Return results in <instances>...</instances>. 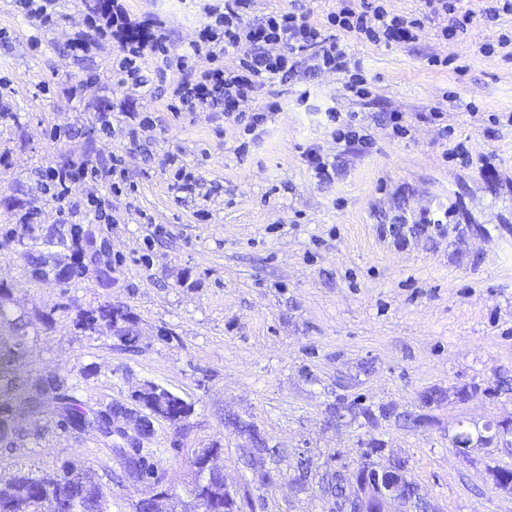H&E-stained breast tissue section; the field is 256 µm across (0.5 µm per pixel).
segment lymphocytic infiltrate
<instances>
[{
	"label": "lymphocytic infiltrate",
	"instance_id": "1",
	"mask_svg": "<svg viewBox=\"0 0 512 512\" xmlns=\"http://www.w3.org/2000/svg\"><path fill=\"white\" fill-rule=\"evenodd\" d=\"M342 2L322 26L294 8L253 17L255 0H224L223 6L209 8L192 50L206 53L214 66L183 76L172 88V100L190 110H220L225 119L255 136L267 122L268 112L250 110L249 105L275 82L304 83L336 73L343 75L351 97L368 98V81L361 65L352 61L344 36L353 34L374 45L408 43L432 22L438 24L444 40L458 42L474 19L493 26L501 13L512 12V0H488L478 10L463 7V0H423L422 14L410 16L391 11L388 0ZM122 51L119 70L136 89L144 85L140 61L145 55L161 56L163 63H175L180 69L186 65L184 58H171L165 42L147 31L126 40ZM223 58L233 59V66H220Z\"/></svg>",
	"mask_w": 512,
	"mask_h": 512
}]
</instances>
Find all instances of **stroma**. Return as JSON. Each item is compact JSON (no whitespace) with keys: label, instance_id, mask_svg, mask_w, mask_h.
<instances>
[{"label":"stroma","instance_id":"stroma-1","mask_svg":"<svg viewBox=\"0 0 512 512\" xmlns=\"http://www.w3.org/2000/svg\"><path fill=\"white\" fill-rule=\"evenodd\" d=\"M98 2L60 0L59 22L44 26L0 0V226L39 227L35 240L0 236V281L12 312L53 316L30 339L20 380L63 378L94 408L129 400L146 381L192 403L185 426L155 419L145 443L177 512L195 449L214 441L252 512H335L324 479L353 469L373 440L408 459L441 512H512V495L488 476L512 468V447L462 458L450 443L458 421L512 417V60L480 51L512 15L495 29L474 23L454 44L430 23L403 45L348 36L370 98H349L336 73L315 80L305 103L300 85L273 84L280 108L255 140L218 112L170 111L180 74L154 57L142 61L146 89L122 83L113 62L123 34H97ZM116 2L127 28L164 36L189 71L209 68L191 44L224 0ZM434 53L460 55L463 71L430 69ZM435 107L448 138L424 119ZM331 108L358 113L374 148L336 142ZM392 111L404 113L408 137L382 126ZM459 143L491 153V168L448 160ZM312 148L335 160L333 178L315 176ZM116 157L119 197L103 180L74 185L62 201L45 189L53 169L106 171ZM193 179L197 194L178 198L176 185ZM93 195L111 198L117 219L111 287L92 273L68 288L33 278L22 250L42 249ZM106 300L133 313L137 352L76 332L75 307ZM462 386L474 392L465 403L450 395ZM432 389L445 396L423 407ZM384 406L390 417H379ZM424 413L429 425L412 424ZM234 417L266 439L255 465ZM66 461L111 489L108 512H136L149 490L95 431L26 413L6 425L0 480Z\"/></svg>","mask_w":512,"mask_h":512}]
</instances>
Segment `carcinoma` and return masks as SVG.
Here are the masks:
<instances>
[{
    "label": "carcinoma",
    "instance_id": "cac0c4a2",
    "mask_svg": "<svg viewBox=\"0 0 512 512\" xmlns=\"http://www.w3.org/2000/svg\"><path fill=\"white\" fill-rule=\"evenodd\" d=\"M69 236L70 245L63 253L45 256L32 249L21 252V258L31 269L32 275L38 278L63 272L64 284L70 285L92 270L101 287H112V274L115 271L112 256L103 255L92 265L88 262V256L97 252L98 239L94 232L84 229L80 224H72ZM9 292V285L0 282V324L8 325L6 332H0V404L42 412L51 419L57 418V425L65 429L95 426L101 433L103 444L108 448L114 446L107 422L100 417L99 412L86 407L77 397L75 387L65 385L63 380L50 379L43 385L41 393L35 396L18 379L16 371L26 361L28 337L32 334L36 336L41 328L51 326L52 316L43 312L10 313L4 305ZM119 321L132 323L134 317L131 311L124 306L104 302L89 309L78 310L73 325L82 336L108 337L112 335L114 324ZM144 403L151 413L168 421L174 420L184 408H192L190 403L183 406L174 402H153L148 398L144 399ZM231 425L247 435L251 447L259 450L267 447L265 438L252 424L235 419ZM126 463L129 471L148 480L152 479L154 464L146 456L136 453L126 459ZM325 489L341 501L350 493V487L344 484V478L339 475L330 477ZM49 490L61 496L63 512H102L99 483L74 471L71 472V479L65 483L54 481L50 473H27L10 478L0 485V512H19L23 503Z\"/></svg>",
    "mask_w": 512,
    "mask_h": 512
}]
</instances>
